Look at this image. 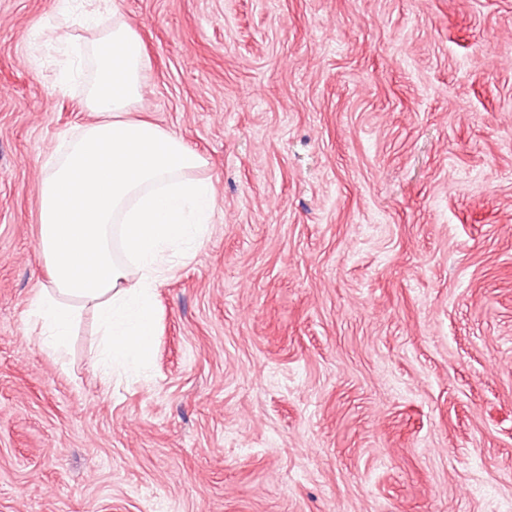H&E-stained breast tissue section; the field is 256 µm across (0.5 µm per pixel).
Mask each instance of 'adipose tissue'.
I'll return each instance as SVG.
<instances>
[{"instance_id": "1", "label": "adipose tissue", "mask_w": 512, "mask_h": 512, "mask_svg": "<svg viewBox=\"0 0 512 512\" xmlns=\"http://www.w3.org/2000/svg\"><path fill=\"white\" fill-rule=\"evenodd\" d=\"M85 0H58L61 23L48 36L78 63L93 61L95 77L85 104L97 116L64 136V152L43 167L39 246L49 284L31 300L41 349L64 358L83 307L98 315L102 345L96 365L112 380L153 354L156 314L152 296L179 260L193 256L216 209L209 180L198 178L203 158L174 133L133 118L143 98L150 62L130 23L112 24L73 41L84 25Z\"/></svg>"}]
</instances>
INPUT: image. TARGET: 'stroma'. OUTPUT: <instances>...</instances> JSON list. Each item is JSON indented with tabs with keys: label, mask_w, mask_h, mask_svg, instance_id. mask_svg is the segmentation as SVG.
<instances>
[{
	"label": "stroma",
	"mask_w": 512,
	"mask_h": 512,
	"mask_svg": "<svg viewBox=\"0 0 512 512\" xmlns=\"http://www.w3.org/2000/svg\"><path fill=\"white\" fill-rule=\"evenodd\" d=\"M138 117L218 209L105 384L27 314L39 186L93 121L0 0V512H512V0H118Z\"/></svg>",
	"instance_id": "1"
}]
</instances>
